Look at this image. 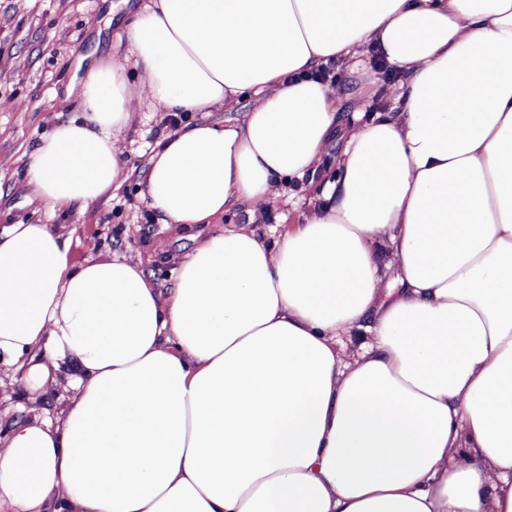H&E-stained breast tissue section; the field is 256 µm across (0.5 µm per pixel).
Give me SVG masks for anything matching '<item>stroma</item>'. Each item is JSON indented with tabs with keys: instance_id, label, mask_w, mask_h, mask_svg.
Wrapping results in <instances>:
<instances>
[{
	"instance_id": "35a3bbf8",
	"label": "stroma",
	"mask_w": 512,
	"mask_h": 512,
	"mask_svg": "<svg viewBox=\"0 0 512 512\" xmlns=\"http://www.w3.org/2000/svg\"><path fill=\"white\" fill-rule=\"evenodd\" d=\"M145 0H0V228L9 224H49L71 243L76 260L105 254L141 259L161 287L175 283L180 261L195 242L178 225L160 223L143 199L148 159L156 143L171 133L170 115L132 99V118L118 134L116 147L127 179L110 199L88 208L50 212L23 176V157L43 134L78 110L67 87L84 75L81 55L123 59L127 31ZM333 85L343 112L374 104L389 108L395 84L377 78L372 68L350 72L335 64ZM283 199L269 202L258 222L247 210L221 217L217 228L255 226L269 236L284 224ZM66 394L65 379L31 394L22 374L0 381V434L15 420L56 412Z\"/></svg>"
}]
</instances>
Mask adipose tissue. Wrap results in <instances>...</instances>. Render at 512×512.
<instances>
[{
  "mask_svg": "<svg viewBox=\"0 0 512 512\" xmlns=\"http://www.w3.org/2000/svg\"><path fill=\"white\" fill-rule=\"evenodd\" d=\"M381 52L396 103L343 117L318 65ZM142 95L185 124L153 149L161 223L260 212L285 177L333 179L273 242L200 238L174 287L115 254L74 264L48 224L0 234V357L51 417L0 437V512H512V0H148ZM25 176L49 209L123 181L124 65Z\"/></svg>",
  "mask_w": 512,
  "mask_h": 512,
  "instance_id": "1",
  "label": "adipose tissue"
}]
</instances>
